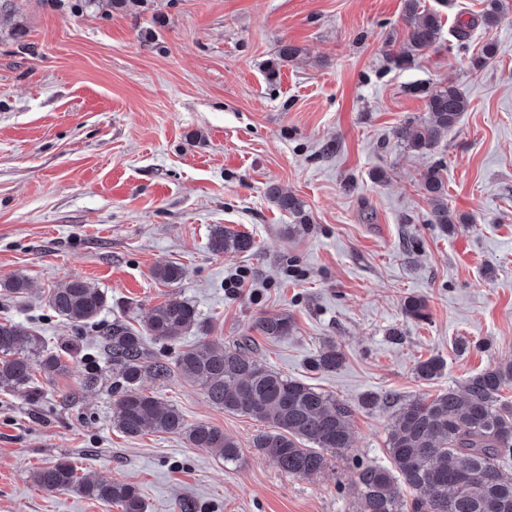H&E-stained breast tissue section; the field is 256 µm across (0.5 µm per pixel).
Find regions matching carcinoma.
Listing matches in <instances>:
<instances>
[{
    "label": "carcinoma",
    "instance_id": "carcinoma-1",
    "mask_svg": "<svg viewBox=\"0 0 512 512\" xmlns=\"http://www.w3.org/2000/svg\"><path fill=\"white\" fill-rule=\"evenodd\" d=\"M507 10L506 0H487L479 19L459 27V40H466L469 28L477 23L488 29L498 26ZM403 17L406 46L391 56L398 67L412 61L416 52L437 48L442 29L441 16L423 8L422 0H403ZM416 92L426 101L429 120L418 127L402 125L394 135L408 149L424 154L459 122L468 100L454 85L435 91L418 87ZM421 185L431 205L428 223L445 230L450 224L468 223L467 216L455 218L448 207L441 167H429ZM266 195L298 223H307L303 203L294 194L270 184ZM209 248L215 254L248 252L254 244L250 237L218 225L210 235ZM152 276L174 284L182 280L184 272L165 264L155 267ZM0 289L22 299L28 294L29 282L13 276L1 280ZM107 302L102 289L81 277L68 280L49 296L51 309L75 326L95 322ZM403 313L408 319H427L425 301L406 299ZM196 324L195 306L172 297L152 309L141 332L119 322L102 331L100 342L112 359L115 378L113 423L129 437L147 430L180 434L192 447L205 448L227 463H236L242 451L232 436L205 422L186 424L177 408L139 388L146 373L157 380H166L173 373L169 364L149 355L147 340L173 341ZM255 329L265 337L278 338L290 333L292 323L286 314L263 315L256 318ZM246 349L245 342L200 341L179 353L176 370L196 384L211 404L266 423L267 430L255 436L252 447L271 457L280 470L299 478L324 472L332 459L351 447L352 407L246 356ZM73 351L75 347L68 344L61 352L46 355L43 339L33 328L0 324V387L38 400L41 391L33 372L39 369L48 379L66 372ZM343 360L335 345H326L312 359V367L333 372ZM443 369V360L431 357L417 362L414 371L428 381L440 376ZM510 385L512 362L470 375L459 391L450 389L430 401L400 404L387 438L391 467L362 461L355 464L361 487L355 512H512V474L502 465L512 456V404L501 401V391ZM37 482L49 493L75 491L104 504H117L123 512H144L143 498L134 485L79 477L68 461L57 460L40 469Z\"/></svg>",
    "mask_w": 512,
    "mask_h": 512
}]
</instances>
